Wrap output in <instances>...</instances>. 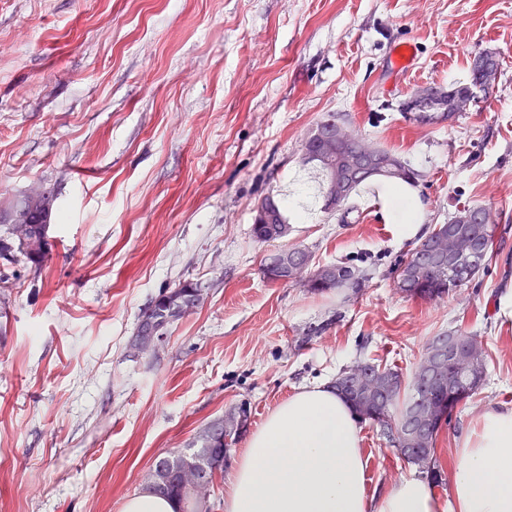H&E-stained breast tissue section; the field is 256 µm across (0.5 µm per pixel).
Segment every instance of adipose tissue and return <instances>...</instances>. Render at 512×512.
<instances>
[{
	"instance_id": "adipose-tissue-1",
	"label": "adipose tissue",
	"mask_w": 512,
	"mask_h": 512,
	"mask_svg": "<svg viewBox=\"0 0 512 512\" xmlns=\"http://www.w3.org/2000/svg\"><path fill=\"white\" fill-rule=\"evenodd\" d=\"M357 418L334 387L296 390L252 433L229 476L224 512H512V408L476 416L456 453L448 499L410 476L365 490Z\"/></svg>"
}]
</instances>
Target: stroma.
I'll return each instance as SVG.
<instances>
[{"label": "stroma", "instance_id": "stroma-1", "mask_svg": "<svg viewBox=\"0 0 512 512\" xmlns=\"http://www.w3.org/2000/svg\"><path fill=\"white\" fill-rule=\"evenodd\" d=\"M486 52L497 78L466 112L404 110ZM331 112L422 172L401 190L424 231L491 211L487 272L436 301L398 290L415 241L389 218L390 183L320 209L301 148ZM42 188L47 259L0 258V512H120L225 413L257 429L358 362L411 373L448 332L479 336L485 375L436 437L444 470L478 413L512 406V0H0V209ZM268 195L306 211L280 247L359 268L360 290L266 281L251 225ZM185 280L202 307L134 354L142 313ZM361 436L368 492L415 473L376 428Z\"/></svg>", "mask_w": 512, "mask_h": 512}]
</instances>
